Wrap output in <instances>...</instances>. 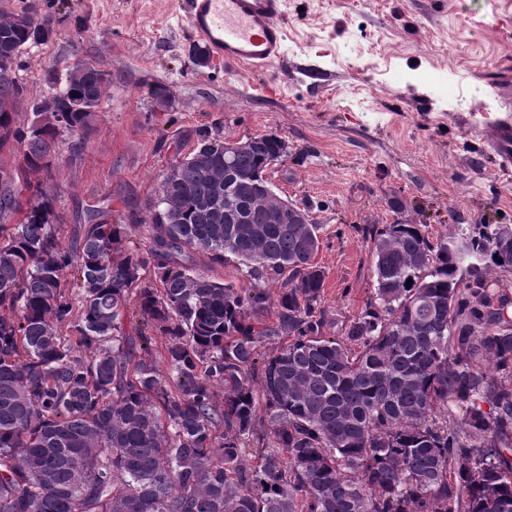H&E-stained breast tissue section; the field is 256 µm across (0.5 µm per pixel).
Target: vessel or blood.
Segmentation results:
<instances>
[{
  "label": "vessel or blood",
  "mask_w": 512,
  "mask_h": 512,
  "mask_svg": "<svg viewBox=\"0 0 512 512\" xmlns=\"http://www.w3.org/2000/svg\"><path fill=\"white\" fill-rule=\"evenodd\" d=\"M187 19L194 38L227 64H245L260 72L281 61L286 31V0H188ZM484 140L502 171L512 170V118L487 127Z\"/></svg>",
  "instance_id": "1"
}]
</instances>
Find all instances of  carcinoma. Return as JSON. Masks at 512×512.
I'll return each mask as SVG.
<instances>
[{
  "mask_svg": "<svg viewBox=\"0 0 512 512\" xmlns=\"http://www.w3.org/2000/svg\"><path fill=\"white\" fill-rule=\"evenodd\" d=\"M21 12L54 24L34 0L0 5V150L26 144L20 168L0 164V512H512V320L484 276H512V227L432 241L410 221L371 226L375 295L344 342L319 307V225L271 223L256 187L276 134L233 177L224 138L202 136L158 188L148 249L96 210L63 246L41 175L85 126L73 104L99 108L111 81L77 63L53 87L54 123L16 126ZM228 198L246 223L215 220ZM195 252L233 255L252 283L194 270ZM149 268L161 288L140 285ZM133 294L167 338L160 364L133 359L151 343L126 330ZM259 424L273 450L252 465Z\"/></svg>",
  "mask_w": 512,
  "mask_h": 512,
  "instance_id": "cac0c4a2",
  "label": "carcinoma"
}]
</instances>
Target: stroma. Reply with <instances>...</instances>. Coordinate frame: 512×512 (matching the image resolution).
<instances>
[{
  "instance_id": "stroma-1",
  "label": "stroma",
  "mask_w": 512,
  "mask_h": 512,
  "mask_svg": "<svg viewBox=\"0 0 512 512\" xmlns=\"http://www.w3.org/2000/svg\"><path fill=\"white\" fill-rule=\"evenodd\" d=\"M185 2L40 0L56 34L17 62L28 91L49 93L79 61L112 83L82 152L59 144L56 210L135 212L130 239L146 245L156 188L203 133L277 134L289 153L270 180L320 227V307L336 337L373 296L365 230L393 222L389 199L431 238L512 225V174L481 136L512 113V0H288L286 57L260 74L196 67Z\"/></svg>"
}]
</instances>
